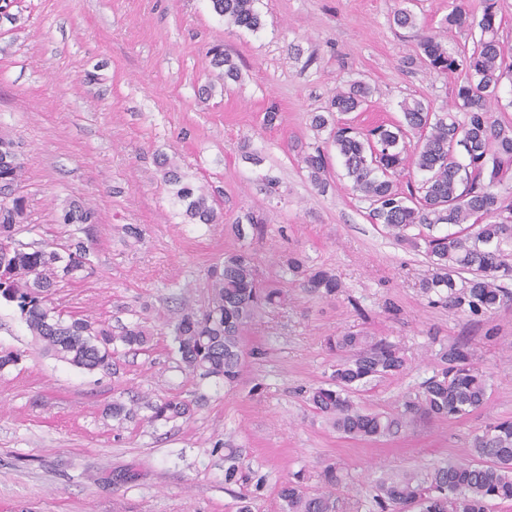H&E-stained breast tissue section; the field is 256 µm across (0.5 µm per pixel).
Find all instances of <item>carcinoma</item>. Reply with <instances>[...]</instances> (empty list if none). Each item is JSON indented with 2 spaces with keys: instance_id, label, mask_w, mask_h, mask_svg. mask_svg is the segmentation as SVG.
<instances>
[{
  "instance_id": "obj_1",
  "label": "carcinoma",
  "mask_w": 512,
  "mask_h": 512,
  "mask_svg": "<svg viewBox=\"0 0 512 512\" xmlns=\"http://www.w3.org/2000/svg\"><path fill=\"white\" fill-rule=\"evenodd\" d=\"M256 0H212L215 12L251 32L263 26ZM481 16L470 0H453L443 22L444 33L426 35L418 43L426 68L454 81L453 98L436 110L421 99L401 102L404 123L380 125L361 134L337 116L355 112L368 101L371 88L356 81L339 90L327 110L314 113L311 125L328 132L342 157L352 190L369 202V217L383 225L399 242L425 248L432 273L421 283L427 296L451 310L473 316L486 315L512 301V291L498 281L512 280V120L494 112L504 79L512 80V63L500 40L496 0H480ZM399 28L417 26L408 7L393 11ZM466 31L475 38L471 54L448 46L445 33ZM211 64L224 82H236L240 68L220 46L210 49ZM419 139L408 151L406 139ZM17 143L0 134V299L19 309L31 335L56 359L87 372L113 370L118 346L143 351L151 332L139 323L114 330L88 316L64 318L52 295L62 283L83 278L91 269L90 245L71 236L63 245L13 242L26 223V203L20 194L25 166L14 159ZM315 186L325 189L328 156L320 147L302 156ZM164 178L184 219L191 224H217L223 215L215 202L199 192L176 170L167 156H158ZM414 166L422 179L404 184L400 177ZM65 224L98 223L96 210L72 201L64 210ZM266 220L252 212L233 225L240 240L261 234ZM439 226L455 231L434 234ZM414 227L428 229L411 235ZM256 253L241 246L224 253L209 275L208 302L199 310L180 308L168 321L185 373L193 378H218L224 384L238 381L245 359L243 331L263 309L283 305L288 293L259 279ZM283 265L304 292L328 298L342 291L333 272L314 267L298 255H287ZM467 272L470 277L462 276ZM326 349L337 355L332 373L309 391L308 401L339 434L352 439L380 440L396 436L421 422L454 420L479 410L488 398L491 375L465 347L450 343L439 352L437 369L418 389L401 396L389 412L370 411L355 396L385 379L399 375L406 366L404 350L396 343L363 331H345L325 338ZM150 411L147 422L188 420L193 403L179 398L148 396L128 407L114 401L106 415L120 422L133 418L136 409ZM471 461L448 460L426 471L401 474L383 472L371 486L372 512H490V502L512 501V420L486 424L470 442ZM328 490L307 491L297 475L281 490V512H347L359 509L332 491L341 483L336 467L323 472Z\"/></svg>"
}]
</instances>
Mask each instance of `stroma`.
<instances>
[{
	"label": "stroma",
	"mask_w": 512,
	"mask_h": 512,
	"mask_svg": "<svg viewBox=\"0 0 512 512\" xmlns=\"http://www.w3.org/2000/svg\"><path fill=\"white\" fill-rule=\"evenodd\" d=\"M450 2L414 0L409 31L390 23L400 0H257L263 27L253 33L211 0H13L15 22L0 21V132L18 142L26 167L30 228L16 239L64 242L73 227L63 207H94L92 272L59 286L54 301L115 328L146 325L153 346L119 350L115 374L89 373L44 352L0 301V350L22 355L0 371V512H237L242 487L224 481L231 453L263 479L253 512H280V488L297 471L312 492L329 465L350 490H365L384 468L468 459L478 429L512 419V303L478 318L432 304L420 289L428 258L371 223L341 157L330 153L322 190L301 162L327 138L312 113L352 82L372 90L366 110L348 115L363 131L401 121L407 98L446 106L453 84L418 60L416 43L438 33ZM218 43L239 81L215 79L207 51ZM271 107L278 118L267 126ZM158 152L213 193L222 223H184ZM247 212L267 218L253 243L259 272L280 281L288 301L245 328V364L229 387L181 371L166 318L173 301L205 303L208 271L238 247L231 226ZM291 253L332 269L341 293H304L280 268ZM361 328L407 357L402 373L358 395L362 406L394 409L432 376L448 341L491 373L486 404L390 439L336 433L306 392L336 362L325 336ZM145 393L194 401V414L155 425L105 416L113 400Z\"/></svg>",
	"instance_id": "1"
}]
</instances>
